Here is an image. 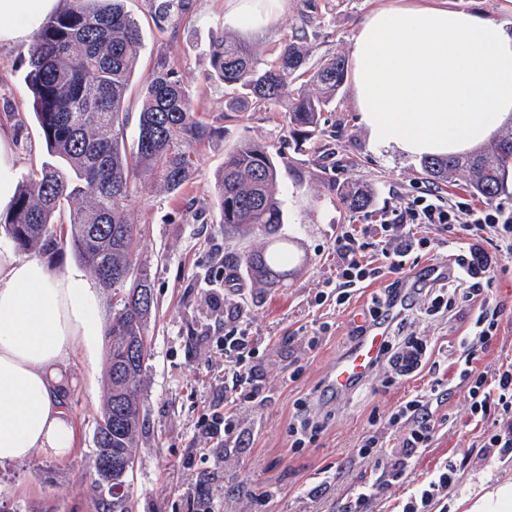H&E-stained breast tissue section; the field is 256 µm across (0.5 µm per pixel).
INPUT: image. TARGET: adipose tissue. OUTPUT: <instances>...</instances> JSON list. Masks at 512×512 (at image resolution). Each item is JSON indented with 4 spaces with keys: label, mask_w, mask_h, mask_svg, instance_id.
<instances>
[{
    "label": "adipose tissue",
    "mask_w": 512,
    "mask_h": 512,
    "mask_svg": "<svg viewBox=\"0 0 512 512\" xmlns=\"http://www.w3.org/2000/svg\"><path fill=\"white\" fill-rule=\"evenodd\" d=\"M54 0H0V44L24 43ZM358 121L377 150L469 154L512 121V31L477 10L383 7L351 44ZM99 296L77 268L53 273L0 249V463L65 455L76 432L62 410L72 356L92 352Z\"/></svg>",
    "instance_id": "obj_1"
}]
</instances>
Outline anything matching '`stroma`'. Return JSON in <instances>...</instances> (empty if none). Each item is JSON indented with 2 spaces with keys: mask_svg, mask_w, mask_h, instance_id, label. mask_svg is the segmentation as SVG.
<instances>
[{
  "mask_svg": "<svg viewBox=\"0 0 512 512\" xmlns=\"http://www.w3.org/2000/svg\"><path fill=\"white\" fill-rule=\"evenodd\" d=\"M388 0H319L318 11L304 0H282L277 14L253 34L254 46L271 53L289 28L304 26L316 56H349L352 38L375 8ZM141 27L144 48L130 84L126 142L138 135L140 92L159 60H166L192 96L197 112L216 130L201 150L194 179L178 194L161 187L137 196L128 220L144 225L142 257L152 281L154 305L148 323L150 355L142 375L145 426L130 492L134 512H201L200 489L227 512H338L353 487L373 479L370 464L348 459L363 433L384 419L416 379L390 372L369 378L363 390L336 412L328 427L305 447L292 445L289 424L299 398L325 382L343 355L355 311L369 295L354 298L349 309L311 307L324 282L336 276V238L347 227L372 224L425 188L421 163L369 148L358 122L350 85L337 92L315 145L302 143L288 127L284 105L264 112L237 114L224 109V86L208 80L213 38L236 33L237 10L230 0H188V6L162 23L152 18L151 0H124ZM25 44L0 47V125L12 129L11 153L17 176L39 169L47 159L45 142L24 83ZM251 138L285 158L278 181L281 231L295 240L304 261L288 279L272 281L240 264L261 251L264 240L242 228L225 232L216 207V175L224 152ZM360 184L373 191V203L352 213L339 202L336 187ZM237 271L242 295L227 298L224 274ZM465 305L448 314L422 312L404 333L442 345L452 344L465 327ZM249 319L253 361L263 373L265 401L244 404L237 416L250 431L234 448L222 433H210L224 419V334ZM327 324L315 351L290 344L302 327ZM107 348L98 341L93 356L76 355L63 392L64 409L74 424L77 445L56 456L39 450L21 463L0 464V507L6 512H94L85 489L89 451L106 400ZM441 426L430 448L410 466L411 480L426 479L445 458H462L475 433L461 389L440 404ZM335 467L332 488L310 499L306 488L326 467ZM512 483V457L474 463L457 472L448 512H464V499L480 484Z\"/></svg>",
  "mask_w": 512,
  "mask_h": 512,
  "instance_id": "1",
  "label": "stroma"
}]
</instances>
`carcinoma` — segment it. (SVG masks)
<instances>
[{
	"mask_svg": "<svg viewBox=\"0 0 512 512\" xmlns=\"http://www.w3.org/2000/svg\"><path fill=\"white\" fill-rule=\"evenodd\" d=\"M60 2L28 44L24 76L51 160L24 177L12 206L0 213V231L21 252L70 244L110 292L108 397L91 457L112 460V480L126 491L117 497L92 483L86 490L95 512H132L127 488L133 469L123 470V462L136 457L144 426L140 391L153 295L141 259L143 228L129 223L128 211L141 189L159 184L174 194L190 183L199 149L213 139L215 129L194 111L190 92L162 63L141 90L137 140L126 145L121 126L143 49L139 23L124 11L123 0ZM180 6V0H153L155 20H166ZM209 55V78L224 84L225 111L260 112L286 100L288 125L306 140L319 132L322 113L347 80L344 57L312 59L302 26L285 34L272 58L255 52L244 37L225 34L213 39ZM422 171L435 184L462 180L495 201L512 182V132L465 158L425 160ZM279 174L280 164L268 148L241 139L224 152L217 207L224 228L248 226L266 239L260 253L245 262L269 276L286 277L300 256L294 240L278 234L283 223L275 192ZM337 194L351 212L372 205L367 186H344ZM66 207L68 225H59L55 215Z\"/></svg>",
	"mask_w": 512,
	"mask_h": 512,
	"instance_id": "cac0c4a2",
	"label": "carcinoma"
}]
</instances>
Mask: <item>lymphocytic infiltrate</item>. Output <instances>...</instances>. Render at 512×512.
Segmentation results:
<instances>
[{"label": "lymphocytic infiltrate", "instance_id": "lymphocytic-infiltrate-1", "mask_svg": "<svg viewBox=\"0 0 512 512\" xmlns=\"http://www.w3.org/2000/svg\"><path fill=\"white\" fill-rule=\"evenodd\" d=\"M455 232L448 244V263L431 269L427 275L403 282L401 276L411 255L430 253L428 229ZM493 230L492 249L482 245L483 234ZM336 278L315 294L313 306L334 303L348 308L354 297L369 290L384 276L392 281L373 293L347 336L348 347H355L371 327L385 321L400 325L412 316L414 296L431 298L435 309L453 310L457 302L470 308L466 328L451 347L436 343L418 344L410 337L396 341L386 336L378 364L395 370L397 376L428 374L426 387L412 390L398 402L387 420L367 432L351 461H372L378 476L344 495L340 512H369L386 488L409 484L411 461L430 448L438 427L435 406L443 395L440 371L452 368L465 395L471 423L492 421L480 436L476 462L512 452V359L496 364L489 371L479 370L478 361L496 340L507 313L503 301L489 296L484 284L500 258L512 259V210L497 204L472 205L466 198L449 199L436 190L412 196L393 217L360 229L350 228L336 238ZM253 353L246 333L224 338V391L230 405L257 403L262 389L257 368L249 359ZM341 393L323 388L307 394L297 405L290 433L293 447H301L306 437L322 432L334 413L332 401ZM456 459L440 463L429 480L412 485L400 512H447L448 494L455 485Z\"/></svg>", "mask_w": 512, "mask_h": 512}]
</instances>
